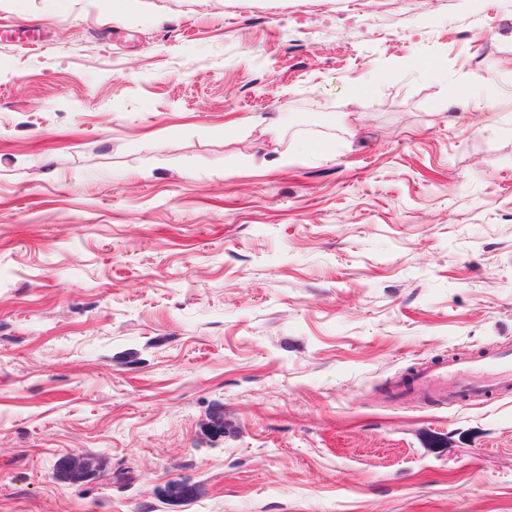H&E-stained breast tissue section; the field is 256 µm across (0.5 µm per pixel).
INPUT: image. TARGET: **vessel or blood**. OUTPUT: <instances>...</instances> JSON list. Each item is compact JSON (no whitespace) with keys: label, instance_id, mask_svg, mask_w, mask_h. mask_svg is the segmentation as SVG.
I'll return each mask as SVG.
<instances>
[{"label":"vessel or blood","instance_id":"1","mask_svg":"<svg viewBox=\"0 0 512 512\" xmlns=\"http://www.w3.org/2000/svg\"><path fill=\"white\" fill-rule=\"evenodd\" d=\"M407 396L441 406L512 395V349L449 357L416 369L401 387Z\"/></svg>","mask_w":512,"mask_h":512}]
</instances>
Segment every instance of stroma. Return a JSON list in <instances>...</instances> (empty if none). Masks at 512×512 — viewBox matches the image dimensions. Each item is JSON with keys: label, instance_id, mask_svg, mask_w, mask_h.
I'll return each instance as SVG.
<instances>
[{"label": "stroma", "instance_id": "stroma-1", "mask_svg": "<svg viewBox=\"0 0 512 512\" xmlns=\"http://www.w3.org/2000/svg\"><path fill=\"white\" fill-rule=\"evenodd\" d=\"M507 343L512 0H0V512H512ZM487 375V379L482 378ZM407 396L445 406L480 404L512 393V349L486 350L473 356L448 357L416 369L401 391Z\"/></svg>", "mask_w": 512, "mask_h": 512}]
</instances>
